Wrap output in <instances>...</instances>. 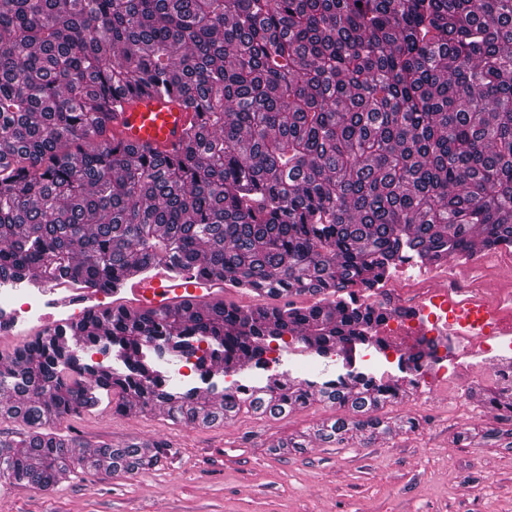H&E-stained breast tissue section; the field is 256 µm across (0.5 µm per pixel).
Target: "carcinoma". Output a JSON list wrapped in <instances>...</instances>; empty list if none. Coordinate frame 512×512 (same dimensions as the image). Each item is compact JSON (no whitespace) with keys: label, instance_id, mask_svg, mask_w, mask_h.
Returning <instances> with one entry per match:
<instances>
[{"label":"carcinoma","instance_id":"cac0c4a2","mask_svg":"<svg viewBox=\"0 0 512 512\" xmlns=\"http://www.w3.org/2000/svg\"><path fill=\"white\" fill-rule=\"evenodd\" d=\"M0 280L115 287L129 267H194L263 303L79 325L87 349L119 347L127 372L89 363L45 331L0 365L7 412L0 478L51 485L83 459L48 426L112 391L214 422L197 390L164 389L143 347L205 380L243 356L259 365L286 335L353 365L389 311L357 301L410 259L473 255V234L512 245V0H0ZM178 91L199 121L166 155L106 132L118 96ZM322 296L308 306L268 300ZM206 347H201V344ZM202 355H197V352ZM401 388L355 369L322 384L222 395L224 413L280 416L315 396L362 415L319 433L390 431L370 415ZM512 420V388L489 395ZM134 473L173 458L97 449Z\"/></svg>","mask_w":512,"mask_h":512}]
</instances>
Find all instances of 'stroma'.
Listing matches in <instances>:
<instances>
[{
	"label": "stroma",
	"instance_id": "35a3bbf8",
	"mask_svg": "<svg viewBox=\"0 0 512 512\" xmlns=\"http://www.w3.org/2000/svg\"><path fill=\"white\" fill-rule=\"evenodd\" d=\"M388 342L383 351L360 349L356 368L402 386L380 414L417 418V430L395 423L389 433L357 432L345 446L328 448L316 441L318 429L352 413L319 400L279 418L241 412L208 425L172 421L134 396L118 412L105 396L53 424L73 452L85 454L82 467L45 488L0 480V512H512V448L482 437L493 425L485 396L497 386L498 362L467 360L447 375L415 381L396 357L412 338ZM271 347L273 372L294 383L319 385L348 370L342 356L322 357L296 341ZM151 361L170 389L194 387L215 401L224 391L221 369L204 381L184 359L155 354ZM301 433L312 438L304 452L269 454ZM158 440L173 444L175 461L135 474L112 471L92 455L103 445L148 451ZM213 445L224 448L217 470L201 456Z\"/></svg>",
	"mask_w": 512,
	"mask_h": 512
}]
</instances>
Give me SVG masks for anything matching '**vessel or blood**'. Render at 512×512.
Listing matches in <instances>:
<instances>
[{
    "mask_svg": "<svg viewBox=\"0 0 512 512\" xmlns=\"http://www.w3.org/2000/svg\"><path fill=\"white\" fill-rule=\"evenodd\" d=\"M195 121V113L184 108L177 97L160 99L136 94L126 97L120 110L113 112L109 128L125 143L173 153L180 148L187 129ZM28 283L43 298L38 317L43 331L72 325L89 313L104 310L131 318L169 307L192 311L224 302L228 293L220 278L203 277L191 270L174 274L162 264L155 265L149 273L138 268L127 270L119 286L113 289L71 284L50 288L34 275ZM448 305L468 316L489 318L480 340L512 336V297L492 301L483 296H452Z\"/></svg>",
    "mask_w": 512,
    "mask_h": 512,
    "instance_id": "obj_1",
    "label": "vessel or blood"
}]
</instances>
